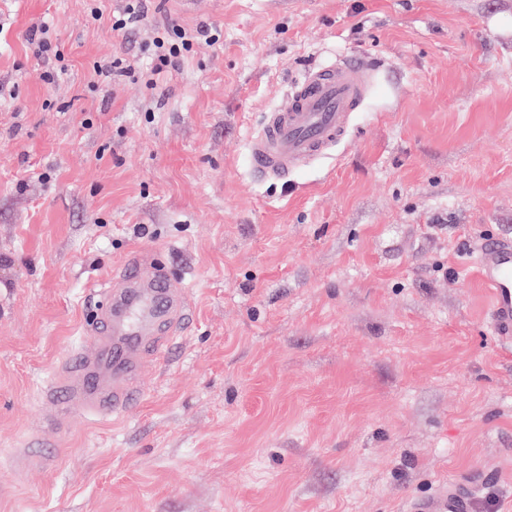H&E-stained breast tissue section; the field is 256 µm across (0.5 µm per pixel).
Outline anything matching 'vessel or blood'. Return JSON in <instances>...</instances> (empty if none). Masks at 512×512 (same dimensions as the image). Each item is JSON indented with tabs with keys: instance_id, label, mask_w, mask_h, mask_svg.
Masks as SVG:
<instances>
[{
	"instance_id": "obj_1",
	"label": "vessel or blood",
	"mask_w": 512,
	"mask_h": 512,
	"mask_svg": "<svg viewBox=\"0 0 512 512\" xmlns=\"http://www.w3.org/2000/svg\"><path fill=\"white\" fill-rule=\"evenodd\" d=\"M374 68L339 54L295 78L280 102L251 132L247 155L261 182L287 179L327 157L350 131L351 116L368 96ZM491 295V330L512 339V244L480 249L473 259ZM187 312L185 301L142 260L129 262L106 293L99 324L90 330L92 355L74 352L47 392L49 399L106 417L139 405L137 376L145 357H159ZM471 493L441 495L429 512H469Z\"/></svg>"
}]
</instances>
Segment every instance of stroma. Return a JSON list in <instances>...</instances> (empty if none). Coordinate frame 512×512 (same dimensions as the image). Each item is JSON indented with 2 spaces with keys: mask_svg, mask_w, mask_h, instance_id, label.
<instances>
[{
  "mask_svg": "<svg viewBox=\"0 0 512 512\" xmlns=\"http://www.w3.org/2000/svg\"><path fill=\"white\" fill-rule=\"evenodd\" d=\"M85 0H0V512H512V345L471 262L512 241V0H157L220 35L157 85ZM69 71L47 85L32 25ZM377 69L332 156L263 183L249 133L331 51ZM152 261L191 318L133 410L43 393ZM96 75L103 83H109L116 79H133L142 78L143 73L135 71L130 65L126 64V60L119 56H113L112 60L96 62L93 67ZM470 499L471 491L463 488H448V495H441L424 510L430 512H468Z\"/></svg>",
  "mask_w": 512,
  "mask_h": 512,
  "instance_id": "1",
  "label": "stroma"
}]
</instances>
